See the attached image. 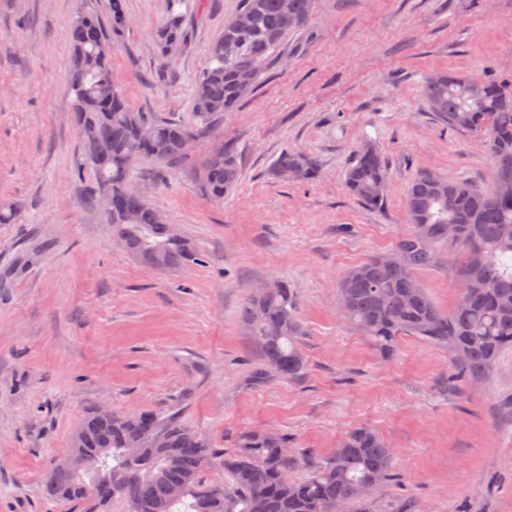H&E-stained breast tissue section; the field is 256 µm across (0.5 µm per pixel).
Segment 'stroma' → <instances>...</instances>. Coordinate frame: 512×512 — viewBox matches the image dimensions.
Listing matches in <instances>:
<instances>
[{"instance_id": "obj_1", "label": "stroma", "mask_w": 512, "mask_h": 512, "mask_svg": "<svg viewBox=\"0 0 512 512\" xmlns=\"http://www.w3.org/2000/svg\"><path fill=\"white\" fill-rule=\"evenodd\" d=\"M120 3L114 84L135 111L191 121L211 44L242 0H190L185 43L165 58L153 32L168 0ZM82 10L112 23L110 0H0V202L22 206L0 224V512H72L44 481L102 405L176 409L221 452L248 430L286 435L304 457L299 478L366 425L393 448L398 474L371 492L375 512H512V351L454 385L446 349L405 336L382 357L341 319L337 292L408 230L417 173L491 185L483 137L448 129L421 85L442 71L512 79V0H316L224 115L216 139L242 166L224 200L194 176L214 139L163 181H135L201 255L170 271L117 245L90 205L72 112L70 24ZM367 142L387 166L379 208L345 185ZM289 149L317 160L316 180L274 176ZM277 279L299 298L307 367L262 380L240 313Z\"/></svg>"}]
</instances>
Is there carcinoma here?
<instances>
[{"instance_id": "carcinoma-1", "label": "carcinoma", "mask_w": 512, "mask_h": 512, "mask_svg": "<svg viewBox=\"0 0 512 512\" xmlns=\"http://www.w3.org/2000/svg\"><path fill=\"white\" fill-rule=\"evenodd\" d=\"M169 0L165 21L155 30L159 51L171 41L184 43L183 14ZM243 0L236 26L211 46L212 66L197 80L193 120L155 119L135 112L112 81V56L102 49L110 36L93 11L71 27L73 112L81 142L82 165L93 171V202L112 225V236L127 252L160 271L199 260L177 229L158 222L159 211L132 182L134 156H148L168 172L189 160L185 140L212 136L224 117L251 90L269 62L270 51L305 26L315 0ZM430 111L448 128L484 136L493 160L492 187L418 173L407 189L409 229L392 253L370 258L350 270L338 286L339 309L385 356L402 336H416L448 349L459 381L488 372L500 354L512 350V82L487 80L476 93L467 77L454 72L424 81ZM277 176L312 181V157L284 151ZM237 153L220 143L195 170L204 195L221 201L239 182ZM350 193L365 204H382L386 164L365 144L347 170ZM457 235L448 236V225ZM449 266L460 285L454 307L444 312L429 297L416 270ZM298 299L286 280L268 285L243 306L241 318L260 351L266 372L282 379L300 376L305 359L299 347ZM70 453L52 467L45 494L81 512H110L119 497L126 512H370L368 491L393 479V450L367 427L350 430L330 457L307 478L293 476L297 458L288 438L267 431L243 434L236 451L224 455L190 429L179 413L95 408L80 420ZM218 465L222 482L205 472Z\"/></svg>"}]
</instances>
